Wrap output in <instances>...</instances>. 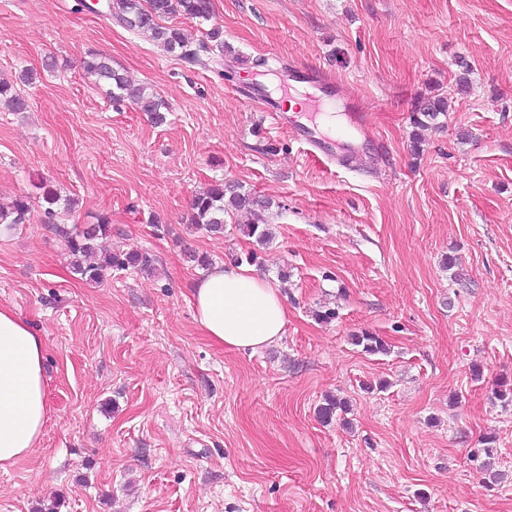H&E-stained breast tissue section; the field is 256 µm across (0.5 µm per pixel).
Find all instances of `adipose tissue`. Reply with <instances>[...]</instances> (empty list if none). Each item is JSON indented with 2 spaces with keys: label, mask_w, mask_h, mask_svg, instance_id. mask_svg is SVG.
<instances>
[{
  "label": "adipose tissue",
  "mask_w": 512,
  "mask_h": 512,
  "mask_svg": "<svg viewBox=\"0 0 512 512\" xmlns=\"http://www.w3.org/2000/svg\"><path fill=\"white\" fill-rule=\"evenodd\" d=\"M191 301L203 335L231 349L268 346L286 323L279 288L231 262L195 280ZM49 413L43 341L30 323L0 305V467L36 447Z\"/></svg>",
  "instance_id": "adipose-tissue-1"
}]
</instances>
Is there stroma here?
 <instances>
[{"instance_id":"stroma-1","label":"stroma","mask_w":512,"mask_h":512,"mask_svg":"<svg viewBox=\"0 0 512 512\" xmlns=\"http://www.w3.org/2000/svg\"><path fill=\"white\" fill-rule=\"evenodd\" d=\"M85 3L0 0V81L28 101L0 105V207L31 205L0 229V304L44 341L51 407L0 468V512H512V402L494 396L512 384V0H212L210 24L168 20L196 43L221 27L196 63ZM94 54L166 122L113 104ZM290 65L359 101L358 161L307 155L294 127L314 108L275 126L239 96ZM430 95L448 111L416 154ZM221 179L279 204L268 244L243 212L190 224ZM46 186L75 202L51 225ZM103 214L109 247L150 269L73 273L57 226ZM251 252L288 309L255 352L203 336L189 293L191 255ZM365 329L389 353L353 345ZM329 395L347 409L325 422Z\"/></svg>"}]
</instances>
